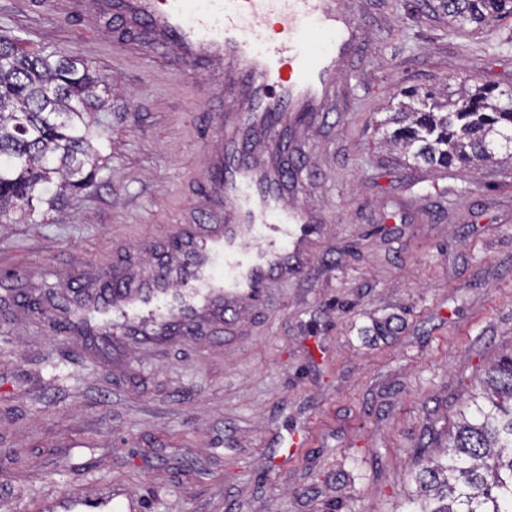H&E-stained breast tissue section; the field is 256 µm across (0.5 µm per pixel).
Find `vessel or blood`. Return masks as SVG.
<instances>
[{"instance_id":"1","label":"vessel or blood","mask_w":512,"mask_h":512,"mask_svg":"<svg viewBox=\"0 0 512 512\" xmlns=\"http://www.w3.org/2000/svg\"><path fill=\"white\" fill-rule=\"evenodd\" d=\"M87 17L89 29L112 17L158 44L176 43L181 55L224 66V84L237 110L224 128L216 157L222 171L224 218L207 230L180 224L178 259L156 265L134 286L102 301L114 330L180 334L202 318L235 314L260 303L268 283L295 277L307 264L318 219L289 201L281 177L285 146L273 136L292 116L325 112L361 32L342 0H64ZM133 512L117 499L90 504L80 496L62 512Z\"/></svg>"}]
</instances>
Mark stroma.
Masks as SVG:
<instances>
[{"mask_svg": "<svg viewBox=\"0 0 512 512\" xmlns=\"http://www.w3.org/2000/svg\"><path fill=\"white\" fill-rule=\"evenodd\" d=\"M366 39L323 119L283 127L288 192L322 216L310 262L194 334L57 338L69 288L158 262L212 224L222 67L167 44L86 40L53 0H0V35L69 50L112 89L91 127L97 188L0 223V512L104 487L144 512H400L486 369L512 355V160L433 168L387 146L405 87H512V18L450 27L416 0H349Z\"/></svg>", "mask_w": 512, "mask_h": 512, "instance_id": "obj_1", "label": "stroma"}]
</instances>
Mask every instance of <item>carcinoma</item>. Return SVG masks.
Segmentation results:
<instances>
[{"label": "carcinoma", "instance_id": "obj_1", "mask_svg": "<svg viewBox=\"0 0 512 512\" xmlns=\"http://www.w3.org/2000/svg\"><path fill=\"white\" fill-rule=\"evenodd\" d=\"M448 22L486 27L512 0H438ZM109 79L73 52L23 50L0 36V223H26L94 186L97 147L84 113L104 106ZM379 126L417 163L451 167L496 160L512 146V92L459 82L411 87ZM403 512H512V356L485 373L448 446L419 465Z\"/></svg>", "mask_w": 512, "mask_h": 512}]
</instances>
